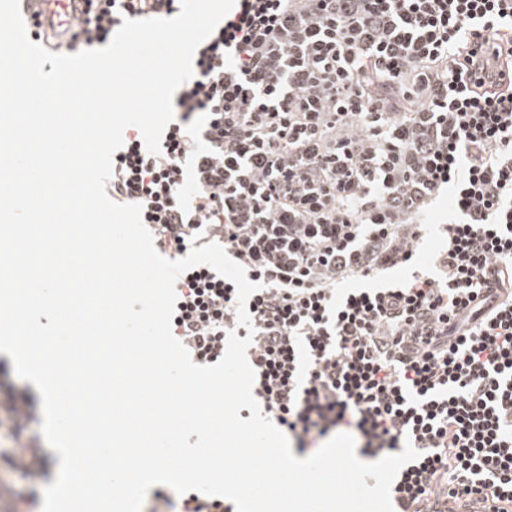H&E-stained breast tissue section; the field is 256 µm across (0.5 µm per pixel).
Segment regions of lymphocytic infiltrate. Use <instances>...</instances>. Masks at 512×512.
<instances>
[{"label": "lymphocytic infiltrate", "instance_id": "f902f5d3", "mask_svg": "<svg viewBox=\"0 0 512 512\" xmlns=\"http://www.w3.org/2000/svg\"><path fill=\"white\" fill-rule=\"evenodd\" d=\"M84 3V45L179 10ZM173 104L161 153L127 137L106 191L142 205L160 252L215 242L259 283L246 328L233 282L180 276L193 362L251 338L253 394L298 455L340 432L366 458L412 443L394 512H512V0H237ZM11 373L1 360L0 499L33 507L49 460ZM143 512L235 506L160 488Z\"/></svg>", "mask_w": 512, "mask_h": 512}]
</instances>
